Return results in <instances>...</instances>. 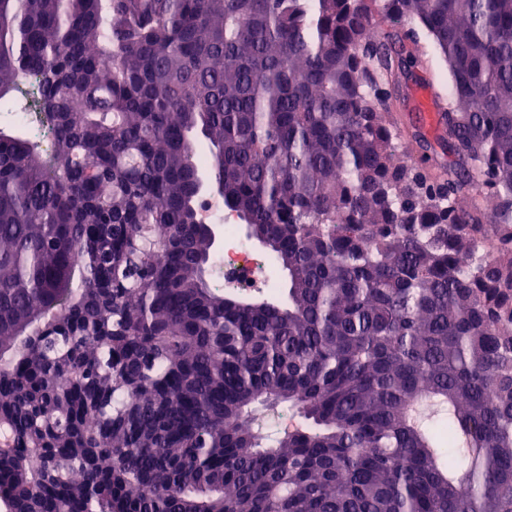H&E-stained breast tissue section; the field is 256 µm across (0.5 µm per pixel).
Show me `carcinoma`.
<instances>
[{
  "label": "carcinoma",
  "instance_id": "obj_1",
  "mask_svg": "<svg viewBox=\"0 0 512 512\" xmlns=\"http://www.w3.org/2000/svg\"><path fill=\"white\" fill-rule=\"evenodd\" d=\"M377 15L448 64L439 175ZM27 84L0 512H512V0H0V100ZM208 189L284 299L202 276Z\"/></svg>",
  "mask_w": 512,
  "mask_h": 512
}]
</instances>
